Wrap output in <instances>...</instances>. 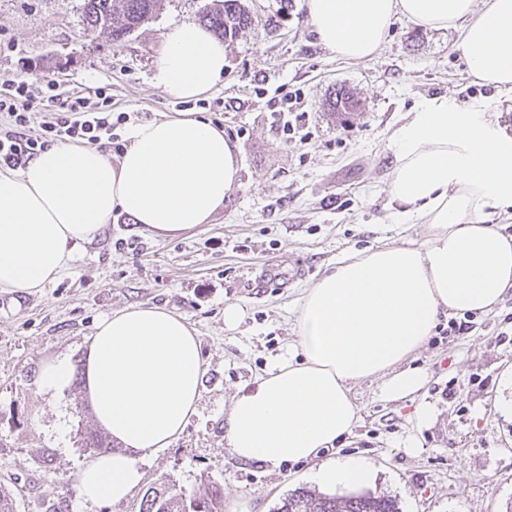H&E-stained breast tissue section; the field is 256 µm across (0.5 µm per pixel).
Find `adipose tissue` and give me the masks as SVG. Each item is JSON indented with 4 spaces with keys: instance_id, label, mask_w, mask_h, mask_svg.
<instances>
[{
    "instance_id": "adipose-tissue-1",
    "label": "adipose tissue",
    "mask_w": 512,
    "mask_h": 512,
    "mask_svg": "<svg viewBox=\"0 0 512 512\" xmlns=\"http://www.w3.org/2000/svg\"><path fill=\"white\" fill-rule=\"evenodd\" d=\"M320 43L365 60L396 17L458 29L469 76L512 92V0H305ZM224 75V44L205 27L167 30L153 81L162 92L200 97ZM119 159L86 146L53 145L19 171L0 169V292L29 293L72 263L112 213L175 237L210 221L238 185V147L221 127L184 112L131 126ZM388 184L394 224L420 220L425 240L379 244L347 255L302 297L291 354L237 391L224 421L231 456L269 470L310 463L325 486L368 483L371 466L323 459L359 420L352 386L381 378L397 400L422 389L406 360L440 316L487 313L512 292V234L498 222L512 206V147L486 137L476 114L428 105L393 136ZM204 360L186 318L159 305L102 317L85 343L83 394L96 422L122 444L79 469L87 504L118 503L140 485L138 457L172 447L198 411Z\"/></svg>"
}]
</instances>
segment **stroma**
I'll use <instances>...</instances> for the list:
<instances>
[{
  "instance_id": "1",
  "label": "stroma",
  "mask_w": 512,
  "mask_h": 512,
  "mask_svg": "<svg viewBox=\"0 0 512 512\" xmlns=\"http://www.w3.org/2000/svg\"><path fill=\"white\" fill-rule=\"evenodd\" d=\"M211 0H164L152 20L121 42L88 32L83 0H0V81L55 80L65 93L105 89L128 124L197 112L239 148L240 185L210 223L175 238L140 230L114 212L82 244L70 268L28 294L0 292V484L16 512H139L147 487L186 491L202 481L224 489V512H274L289 490L315 488L306 464L270 471L233 458L224 444L232 396L295 339L294 306L341 257L395 239L388 183L396 164L391 137L414 112L448 99L479 110L486 123L512 117V92L474 84L454 30L405 18L371 59L347 60L321 46L304 0H242L254 19L224 41V77L195 100L157 89L153 75L169 28L197 21ZM345 88L359 112L335 116ZM300 95L298 131L284 134L275 102ZM134 304L161 305L196 329L204 359L202 398L173 448L142 463L144 479L118 504L83 505L76 476L95 427L73 379L59 403L36 384L44 363L80 369L84 342L100 317ZM237 305L239 326L224 328ZM469 332L439 333L407 359L427 375L415 395L380 394L381 379L353 385L359 422L327 458L371 463L368 492L395 497L400 512H506L512 505V417L497 406L512 369V296L473 314ZM432 411L419 421V406Z\"/></svg>"
}]
</instances>
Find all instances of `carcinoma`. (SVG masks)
Returning a JSON list of instances; mask_svg holds the SVG:
<instances>
[{
	"label": "carcinoma",
	"mask_w": 512,
	"mask_h": 512,
	"mask_svg": "<svg viewBox=\"0 0 512 512\" xmlns=\"http://www.w3.org/2000/svg\"><path fill=\"white\" fill-rule=\"evenodd\" d=\"M164 0H84V22L90 32L103 31L120 42L128 34L149 22L163 9ZM199 22L222 39L233 38L248 29L254 18L242 0H214L199 16ZM82 445L91 452L112 448V436L101 430L86 433ZM139 512H224L221 485L204 481L192 493L174 486L149 488ZM276 512H400L396 499L371 493L338 496L306 487L288 493Z\"/></svg>",
	"instance_id": "obj_1"
}]
</instances>
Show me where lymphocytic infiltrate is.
I'll return each instance as SVG.
<instances>
[{"instance_id": "lymphocytic-infiltrate-1", "label": "lymphocytic infiltrate", "mask_w": 512, "mask_h": 512, "mask_svg": "<svg viewBox=\"0 0 512 512\" xmlns=\"http://www.w3.org/2000/svg\"><path fill=\"white\" fill-rule=\"evenodd\" d=\"M56 89L55 81H47L45 95L38 97L24 77L0 82V167H24L55 143L118 146V128L125 124L126 115L113 113L109 95L99 90L91 98L64 97ZM40 111L48 113V120L37 121Z\"/></svg>"}]
</instances>
